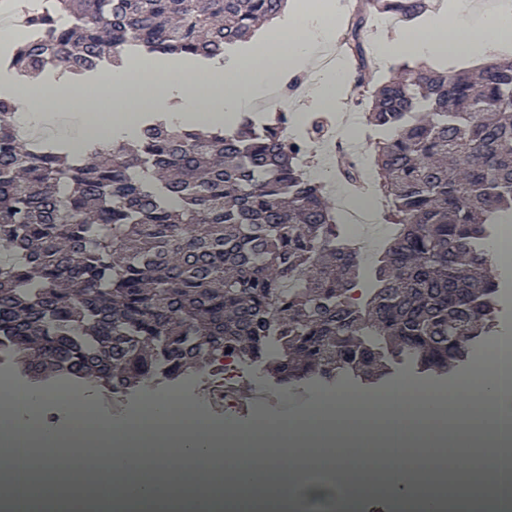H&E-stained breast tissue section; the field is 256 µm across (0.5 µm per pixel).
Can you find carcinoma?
Wrapping results in <instances>:
<instances>
[{
    "mask_svg": "<svg viewBox=\"0 0 512 512\" xmlns=\"http://www.w3.org/2000/svg\"><path fill=\"white\" fill-rule=\"evenodd\" d=\"M285 0H54L39 39L0 58L20 75H82L123 50L209 58L244 42ZM412 22L427 0H373ZM63 16L68 24L60 27ZM363 18L348 45L365 61ZM0 96V349L41 384L126 395L162 375L245 360L279 388L371 384L395 364L443 377L498 327L500 281L484 243L512 221V58L474 73L405 65L373 92L378 187L394 225L359 298L344 243L275 115L231 134L141 117L112 150L27 148ZM231 352H225V349Z\"/></svg>",
    "mask_w": 512,
    "mask_h": 512,
    "instance_id": "obj_1",
    "label": "carcinoma"
}]
</instances>
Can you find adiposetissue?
Listing matches in <instances>:
<instances>
[{
    "mask_svg": "<svg viewBox=\"0 0 512 512\" xmlns=\"http://www.w3.org/2000/svg\"><path fill=\"white\" fill-rule=\"evenodd\" d=\"M341 10L339 0L287 8L276 21L230 58L206 67L174 55L156 59L127 53L121 66L76 80L65 72L18 80L0 70V94L16 99L12 125L17 141H62L80 151L91 142L111 149L141 134L138 110L165 116L174 126L233 131L241 113L265 99L287 78L315 68L329 47ZM512 44V0L476 11L471 0H449L447 8L418 28L380 41L383 60L408 62L449 56L475 58ZM449 405L440 419L433 390L407 379L381 398L339 392L317 398L301 413L246 425L216 424L179 401L158 396L121 420L84 424L77 443L64 444L43 423L40 408L54 392L27 387L0 397V435L22 443L21 453L0 452V474L31 468L40 493L19 490L15 512H289V489L309 461L332 474L325 493L340 512H430L439 473H453L463 458L458 446L435 447L433 438L451 427L493 440L512 418V335L494 338L488 354L451 376ZM236 445L218 454L211 432ZM328 432L339 442L359 433L362 447L310 454L300 442ZM477 481L454 492L448 512H492L488 497L499 486L498 462L476 459Z\"/></svg>",
    "mask_w": 512,
    "mask_h": 512,
    "instance_id": "ef3b65f1",
    "label": "adipose tissue"
}]
</instances>
